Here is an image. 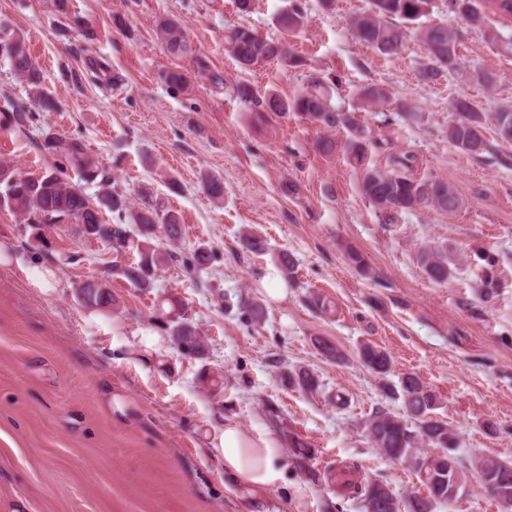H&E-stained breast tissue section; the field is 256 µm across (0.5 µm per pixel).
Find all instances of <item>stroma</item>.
Instances as JSON below:
<instances>
[{"label":"stroma","mask_w":512,"mask_h":512,"mask_svg":"<svg viewBox=\"0 0 512 512\" xmlns=\"http://www.w3.org/2000/svg\"><path fill=\"white\" fill-rule=\"evenodd\" d=\"M303 2L304 26L289 38L276 22L288 0H253L247 12L235 0H69L62 16L52 0H0V30L24 38L55 103L12 126L14 106L30 92L0 59V162L37 179L60 163L41 150L46 135L81 139L131 202L149 190L178 213L181 251L213 254L197 273L164 267L141 291L106 274L135 254L80 236L72 224L35 229L0 208V239L13 246L11 265L0 266V512H363L331 479L336 470L406 496L417 477L373 448L365 430L377 410L397 412L401 403L358 358L364 341L391 355L392 381L413 373L436 391V414L457 434L459 457L512 460V145L493 142L492 153L475 158L446 138L453 98L468 96L487 112L512 107V56L449 12L448 0H431L424 24L458 31L465 66L498 83L490 93L456 76L428 82L419 75L427 52L414 33L393 56L352 37L349 22L368 0ZM166 15L181 21L194 55L166 50L156 31ZM234 26L289 40L303 67L274 60L241 69L224 44ZM93 60L109 64L119 84L90 82ZM201 60L223 73V84L199 73ZM170 70L185 75L184 87L165 82ZM323 75L338 83L333 105L356 111L377 141L372 164L414 155L412 176L457 187L455 214L423 207L383 223L345 155L317 149L325 137L343 143L346 130L247 111L231 90L244 82L286 100ZM371 83L415 108L420 122L359 109L356 91ZM207 174L223 182V199L203 191ZM169 176L177 189L166 185ZM246 230L265 253L242 249ZM429 244L464 253L448 282L424 272L418 252ZM353 251L363 265L351 262ZM486 253L498 260L497 286L482 300L473 285ZM282 254L293 275L287 297L274 301L262 281ZM47 268L55 279L43 292L31 280ZM91 279L106 282L111 309L81 306L77 290ZM171 294L205 336L204 359L180 355L155 319ZM315 296L332 311L313 308ZM252 299L264 306L257 328L240 318ZM322 340L340 359L322 354ZM298 368L318 376L317 392L284 381L283 372ZM218 376L222 384L211 386ZM488 419L497 432L485 429ZM228 420L283 442L288 487L253 489L225 477L211 437ZM297 440L307 457L296 455ZM296 484L308 489L304 501L293 495Z\"/></svg>","instance_id":"obj_1"}]
</instances>
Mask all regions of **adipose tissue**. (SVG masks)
Listing matches in <instances>:
<instances>
[{
    "mask_svg": "<svg viewBox=\"0 0 512 512\" xmlns=\"http://www.w3.org/2000/svg\"><path fill=\"white\" fill-rule=\"evenodd\" d=\"M215 447L224 457V473L251 488H276L286 484V453L269 431L225 422L216 434Z\"/></svg>",
    "mask_w": 512,
    "mask_h": 512,
    "instance_id": "1",
    "label": "adipose tissue"
}]
</instances>
